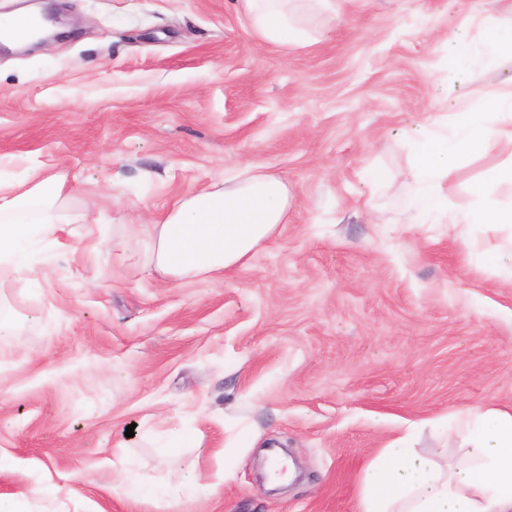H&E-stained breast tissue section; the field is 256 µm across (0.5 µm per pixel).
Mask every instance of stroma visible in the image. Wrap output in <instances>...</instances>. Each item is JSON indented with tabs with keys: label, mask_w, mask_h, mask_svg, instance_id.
Wrapping results in <instances>:
<instances>
[{
	"label": "stroma",
	"mask_w": 512,
	"mask_h": 512,
	"mask_svg": "<svg viewBox=\"0 0 512 512\" xmlns=\"http://www.w3.org/2000/svg\"><path fill=\"white\" fill-rule=\"evenodd\" d=\"M55 6L67 38L0 53V184L65 178L63 248L0 276V506L358 512L382 449L452 460L468 411L512 413V284L459 247L512 232L411 205L428 117L512 89L511 56L467 55L507 0H332L289 50L239 0ZM511 164L467 157L452 207ZM245 165L286 180L287 224L221 278L166 276L147 225Z\"/></svg>",
	"instance_id": "stroma-1"
}]
</instances>
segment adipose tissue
I'll return each instance as SVG.
<instances>
[{
  "instance_id": "obj_1",
  "label": "adipose tissue",
  "mask_w": 512,
  "mask_h": 512,
  "mask_svg": "<svg viewBox=\"0 0 512 512\" xmlns=\"http://www.w3.org/2000/svg\"><path fill=\"white\" fill-rule=\"evenodd\" d=\"M254 33L282 48L319 41L298 6L301 0H241ZM512 147V90L502 93L492 112L454 113L451 122L428 126L415 160L413 206L426 221L512 227V204L498 201L500 184H512V167L478 183L481 205L449 207L442 187L472 152ZM63 183L36 180L19 191L0 187V268L16 277L33 273L39 247L57 243L63 219L55 202ZM288 221V186L270 173L242 169L234 185L215 183L178 200L156 225L157 259L173 278L222 274L245 266L279 225ZM464 454L444 464L438 452L385 448L363 473L359 512H512V414L476 409L462 428Z\"/></svg>"
}]
</instances>
